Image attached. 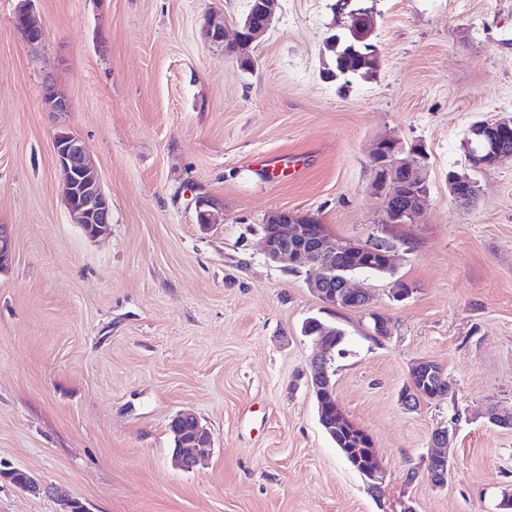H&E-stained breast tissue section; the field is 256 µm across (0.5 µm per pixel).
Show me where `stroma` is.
Instances as JSON below:
<instances>
[{"mask_svg":"<svg viewBox=\"0 0 512 512\" xmlns=\"http://www.w3.org/2000/svg\"><path fill=\"white\" fill-rule=\"evenodd\" d=\"M333 0H280L251 69L201 35L235 25L245 0H31L45 39L25 47L0 0V469L30 471L33 495L0 479V512H501L512 493V162L470 171L473 203L448 192L478 121L512 118V0H367L381 65L348 88L322 76L326 38L348 24ZM71 103L47 111L45 86ZM86 142L112 201L106 237L74 224L53 136ZM422 144L420 223L398 228L393 273H359L390 320L375 340L359 310L330 309L269 262L272 212L317 215L335 236L381 237L371 148ZM217 200L198 224L194 200ZM413 290L392 301L395 281ZM341 328L338 401L387 470L384 500L323 431L302 327ZM442 366L452 389L408 410L410 366ZM193 410L213 445L195 470L171 461V418ZM454 424L451 474L424 459ZM418 472L407 481L409 469Z\"/></svg>","mask_w":512,"mask_h":512,"instance_id":"35a3bbf8","label":"stroma"}]
</instances>
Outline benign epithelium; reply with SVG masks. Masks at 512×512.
<instances>
[{
    "instance_id": "7a95c632",
    "label": "benign epithelium",
    "mask_w": 512,
    "mask_h": 512,
    "mask_svg": "<svg viewBox=\"0 0 512 512\" xmlns=\"http://www.w3.org/2000/svg\"><path fill=\"white\" fill-rule=\"evenodd\" d=\"M29 0H24L14 13L12 22L27 46L40 44L45 39V32L27 7ZM256 15L237 24L235 37L228 42L225 38L226 22L224 14H208L201 28L205 40L224 49L246 50L265 35L275 22L279 9V0H256ZM349 11L350 24L346 25L353 35L368 39L377 27V14L372 7H365L362 0H341L337 12ZM43 105L51 111L63 114L70 111V105L59 96L52 87L43 93ZM53 148L56 162L64 172L62 195L74 223L78 224L89 238H99L110 231L112 224V203L104 191L98 169L91 160L85 141L66 126L60 127L55 135ZM423 152L406 151L401 141L394 136H382L377 139L372 159L379 166L380 175L371 182L370 191L374 195L386 198L387 207L382 222L388 225L415 224L420 221L428 199V192L419 187H409L402 175L420 167ZM473 184L463 177L448 182V191L457 201L466 203L471 199ZM217 202L199 196L195 209L199 223H214L213 209ZM263 252L266 258L288 269L298 270L311 266L317 270L315 277L308 279V287L316 293L329 308H340L343 299H359L363 302L360 310L369 315L373 328L369 333L378 336L391 331L390 322L369 309V297L356 290L352 279L339 280V290L329 292L328 283L336 276L337 267L348 261H357L363 255L374 252L385 258L386 265L395 266V254L398 243L389 240L359 242L353 240L337 241L325 234L322 224L309 213L281 211L265 223L262 234ZM13 259V237L10 225L0 224V271L7 269ZM320 336L314 338L320 353L310 360L307 374V386L311 396L323 404L330 389L331 353L333 346L328 340L330 329L319 325ZM423 376L434 381L424 390L416 389L414 380ZM447 379L445 371L431 360H420L412 365L409 373L408 390L398 394L400 404L413 409L429 398L440 394L439 385ZM194 422L193 434L189 441L176 449L172 455L173 465L183 471H191L200 464V458L194 453L196 448L211 445L212 435L199 418L189 410L178 412L171 420L170 426L176 427L182 421ZM454 434L447 427L436 429L432 435V444L438 451L428 455L431 466L433 485L442 487L448 483V448L451 447ZM368 489L377 497L385 490L386 470L379 460L374 448L367 449L366 459L350 457Z\"/></svg>"
}]
</instances>
